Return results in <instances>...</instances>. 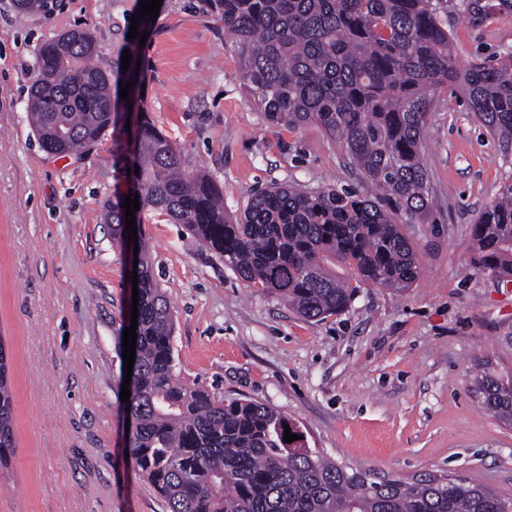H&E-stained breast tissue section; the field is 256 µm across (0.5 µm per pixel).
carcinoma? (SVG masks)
Wrapping results in <instances>:
<instances>
[{
  "instance_id": "carcinoma-1",
  "label": "carcinoma",
  "mask_w": 512,
  "mask_h": 512,
  "mask_svg": "<svg viewBox=\"0 0 512 512\" xmlns=\"http://www.w3.org/2000/svg\"><path fill=\"white\" fill-rule=\"evenodd\" d=\"M234 37L244 79L268 123L317 125L372 187L360 194L273 184L253 194L243 218H224L207 175L182 169L176 147L146 116L134 143L141 211H159L192 232L243 281L278 294L306 319L343 311L356 287L336 275L404 291L420 275L405 224H438L425 131L436 90L455 83L475 119L512 155V54L457 69L447 0H198ZM21 16L46 15L63 0H14ZM468 22L512 13V0H462ZM92 34L70 30L45 43L26 111L44 150L66 156L96 142L129 111L93 63ZM125 198L103 205L114 240L127 243ZM473 263L512 278V169L471 227ZM139 254V329L130 382L131 456L168 512H507L512 500L475 478L379 476L310 448L276 408L220 399L176 374L173 318ZM483 408L512 423V378L475 377ZM14 395L0 343V465L14 454ZM300 436L284 442L285 428Z\"/></svg>"
}]
</instances>
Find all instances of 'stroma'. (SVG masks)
<instances>
[{
  "label": "stroma",
  "mask_w": 512,
  "mask_h": 512,
  "mask_svg": "<svg viewBox=\"0 0 512 512\" xmlns=\"http://www.w3.org/2000/svg\"><path fill=\"white\" fill-rule=\"evenodd\" d=\"M139 0H65L19 18L0 0V341L9 351L17 447L0 467V512H167L127 458L120 399L131 255L103 204L131 187L147 114L186 171L209 174L235 220L274 183L362 188L317 126L269 124L249 94L223 22L196 0H162L141 61L136 112L82 153L47 154L27 118L43 44L89 30L96 65L119 76ZM459 68L512 51V14L475 26L448 0ZM425 133L441 221L405 225L421 273L397 291L360 285L320 321L242 282L183 225L142 214L154 275L174 316L176 371L220 398L271 405L310 447L386 476L453 472L512 498V425L485 411L477 371L512 375V282L474 267L470 228L511 165L456 86L438 90Z\"/></svg>",
  "instance_id": "obj_1"
}]
</instances>
